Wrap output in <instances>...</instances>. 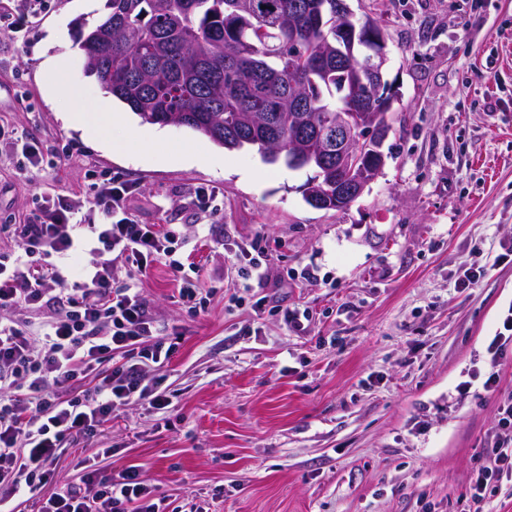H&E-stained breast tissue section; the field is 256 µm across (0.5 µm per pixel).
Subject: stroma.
<instances>
[{
  "mask_svg": "<svg viewBox=\"0 0 512 512\" xmlns=\"http://www.w3.org/2000/svg\"><path fill=\"white\" fill-rule=\"evenodd\" d=\"M104 4L49 0L37 23L0 38V126L28 130L44 159L60 161L31 175L0 139V255L14 251L5 225L29 223L42 198L78 204L118 175L136 185L131 218L181 231L210 300L194 312L163 262L148 269L142 292L173 349L157 381L168 408L125 407L67 447L37 495L15 496V512L80 486L82 460L107 473L139 465L178 512H467L497 407L512 394V353L496 390L471 376L512 304V262L499 259L512 242V0H347L383 26L398 100L385 167L344 212L306 202L310 169L183 126L132 114L131 143L108 146L70 128L49 85L105 100L76 45ZM61 54L70 68L51 77L43 62ZM199 185L217 191L219 223L197 224ZM258 235L269 282L227 261ZM473 263L486 277L460 290ZM264 296L309 309L306 329L254 310Z\"/></svg>",
  "mask_w": 512,
  "mask_h": 512,
  "instance_id": "1",
  "label": "stroma"
}]
</instances>
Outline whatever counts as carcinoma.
<instances>
[{
	"instance_id": "obj_1",
	"label": "carcinoma",
	"mask_w": 512,
	"mask_h": 512,
	"mask_svg": "<svg viewBox=\"0 0 512 512\" xmlns=\"http://www.w3.org/2000/svg\"><path fill=\"white\" fill-rule=\"evenodd\" d=\"M103 17L79 32L84 73L143 123L171 118L225 149L257 148L270 164L317 149L320 137L288 119V97L325 122L336 99V41L345 22L336 0H106ZM294 69L288 72V56ZM348 93L375 106L371 84L350 73ZM280 154H268V145ZM306 190L335 192L320 165Z\"/></svg>"
}]
</instances>
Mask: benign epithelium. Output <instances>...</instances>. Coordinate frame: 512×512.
<instances>
[{
	"mask_svg": "<svg viewBox=\"0 0 512 512\" xmlns=\"http://www.w3.org/2000/svg\"><path fill=\"white\" fill-rule=\"evenodd\" d=\"M389 62L387 41L375 39V45L363 62L370 77H380V88L385 90L380 111H392L397 101L391 85L387 83ZM391 131L389 122H379L353 103L347 111L336 113V123L323 131V137L336 144V208L350 199L359 198L385 165L381 151Z\"/></svg>",
	"mask_w": 512,
	"mask_h": 512,
	"instance_id": "1",
	"label": "benign epithelium"
}]
</instances>
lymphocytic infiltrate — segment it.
<instances>
[{"label": "lymphocytic infiltrate", "mask_w": 512, "mask_h": 512, "mask_svg": "<svg viewBox=\"0 0 512 512\" xmlns=\"http://www.w3.org/2000/svg\"><path fill=\"white\" fill-rule=\"evenodd\" d=\"M134 190L133 183L111 177L83 205L47 197L37 222L12 227L19 257L0 259V512H11L13 496L36 492L51 479L65 438L92 434L114 410L142 399L159 410L168 405L146 377L161 370L172 350L159 338L135 281L162 259L182 302L204 305L208 291L199 278L187 277L177 257L180 236L171 225L129 217L125 202ZM86 244L100 260L85 280H69L58 262ZM35 253L42 263H30ZM119 271L130 283L116 289L112 281ZM17 309L48 316L35 327L14 317ZM108 359L109 374L92 389H75V381ZM509 478L512 396L498 406L490 463L477 471L472 499L485 500ZM82 482L61 487L40 512H167L140 466L113 476L91 469Z\"/></svg>", "instance_id": "1"}]
</instances>
